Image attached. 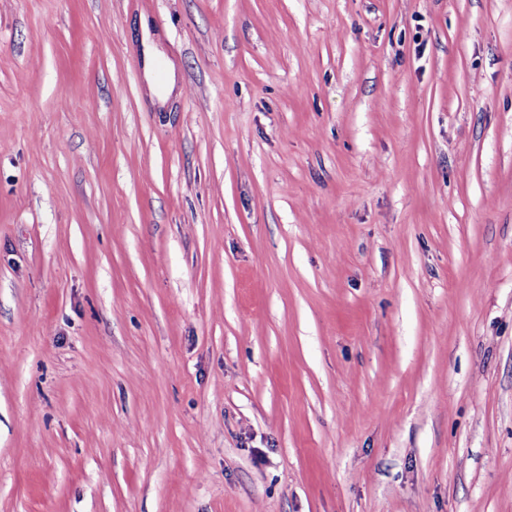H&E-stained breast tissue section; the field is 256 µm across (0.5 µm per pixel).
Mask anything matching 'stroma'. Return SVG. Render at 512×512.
I'll return each mask as SVG.
<instances>
[{
	"mask_svg": "<svg viewBox=\"0 0 512 512\" xmlns=\"http://www.w3.org/2000/svg\"><path fill=\"white\" fill-rule=\"evenodd\" d=\"M0 512H512V0H0ZM143 39H142V68L144 77L148 85L150 93L159 101H164L175 86V74L172 67H168L166 72V90L161 93L157 89V70L164 58L157 54L156 48L150 40L149 27L147 22L142 23Z\"/></svg>",
	"mask_w": 512,
	"mask_h": 512,
	"instance_id": "obj_1",
	"label": "stroma"
}]
</instances>
